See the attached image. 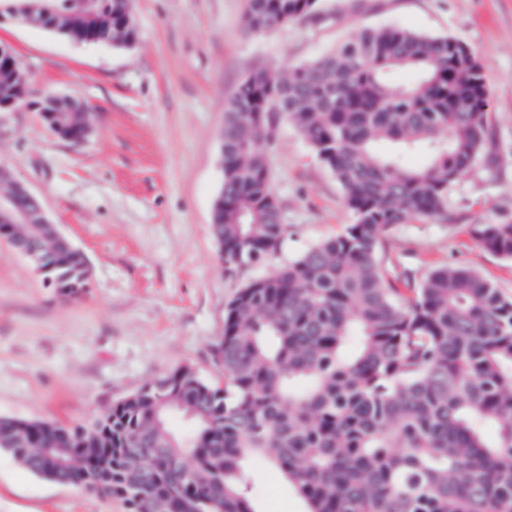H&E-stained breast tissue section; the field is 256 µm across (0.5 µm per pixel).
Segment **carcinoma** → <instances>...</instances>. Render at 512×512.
<instances>
[{"label":"carcinoma","mask_w":512,"mask_h":512,"mask_svg":"<svg viewBox=\"0 0 512 512\" xmlns=\"http://www.w3.org/2000/svg\"><path fill=\"white\" fill-rule=\"evenodd\" d=\"M7 16L77 42L122 45L123 0H27ZM321 0H244L252 34L317 14ZM412 69L416 79L397 75ZM22 103L25 86L0 73ZM81 134L87 110L45 100ZM483 65L465 43L397 27L362 28L283 72L250 73L224 113V204L212 237L226 275L259 263L287 233L269 180L274 115L284 114L334 175L353 224L224 308L215 359L224 382L190 365L116 402L90 427L0 417V449L47 481L126 512H256L246 462L264 459L304 512H512V299L477 270L434 268L417 288L383 274V233L447 216L448 186L488 145ZM424 152L411 167L406 158ZM512 259V223L475 224ZM50 287L89 286L79 250L36 239ZM194 424L189 439L173 415ZM496 425L493 439L485 435Z\"/></svg>","instance_id":"obj_1"}]
</instances>
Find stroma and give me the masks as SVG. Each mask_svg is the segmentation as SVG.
Instances as JSON below:
<instances>
[{"instance_id": "1", "label": "stroma", "mask_w": 512, "mask_h": 512, "mask_svg": "<svg viewBox=\"0 0 512 512\" xmlns=\"http://www.w3.org/2000/svg\"><path fill=\"white\" fill-rule=\"evenodd\" d=\"M242 12L243 0H133L129 48L0 19V45L19 59L28 91L0 112V164L42 198L90 269L87 291L64 297L0 241V416L88 426L175 367L218 378L213 350L236 290L353 222L334 175L279 120L267 154L288 232L269 259L227 276L210 230L225 106L250 72L310 62L367 26L466 43L490 99L489 155L449 188L446 218L386 231L387 276L418 280L462 264L512 297V260L472 234L476 224L512 222V0H323L316 16L266 35L247 32ZM49 95L94 113L85 142L47 126L37 105ZM251 493L257 512H304L295 489L257 459ZM0 512L123 510L36 477L0 450Z\"/></svg>"}]
</instances>
